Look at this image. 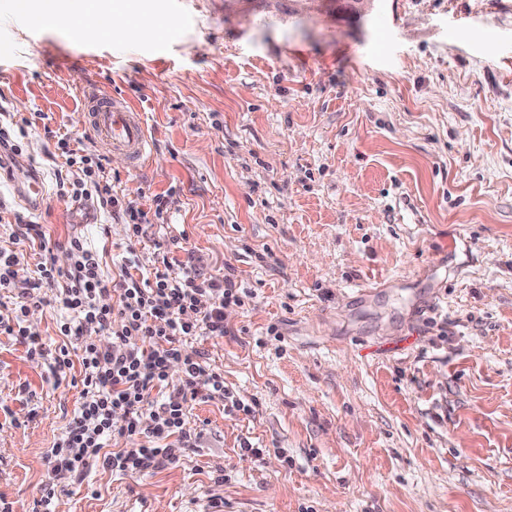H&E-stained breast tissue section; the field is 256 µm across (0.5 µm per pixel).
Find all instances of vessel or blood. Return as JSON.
Returning a JSON list of instances; mask_svg holds the SVG:
<instances>
[{
	"instance_id": "1",
	"label": "vessel or blood",
	"mask_w": 512,
	"mask_h": 512,
	"mask_svg": "<svg viewBox=\"0 0 512 512\" xmlns=\"http://www.w3.org/2000/svg\"><path fill=\"white\" fill-rule=\"evenodd\" d=\"M88 119L85 128L106 152L119 153L132 167L144 163L149 151L143 115L124 97L90 88L84 92ZM20 198L29 209L42 207L46 190L38 175L28 176L20 189Z\"/></svg>"
}]
</instances>
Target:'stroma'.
<instances>
[{
  "label": "stroma",
  "instance_id": "35a3bbf8",
  "mask_svg": "<svg viewBox=\"0 0 512 512\" xmlns=\"http://www.w3.org/2000/svg\"><path fill=\"white\" fill-rule=\"evenodd\" d=\"M15 2L0 113L24 135L0 169V246L34 172L48 197L24 215L56 265L79 234L118 275L124 224L54 179L57 138L96 149L80 135L97 86L140 109L152 144L135 171L107 155L113 193L168 201L140 265L191 255L254 292L186 348L255 413L196 400L202 436L178 464L93 468L56 512H512V0H139L94 38ZM79 400L0 335L13 512H33Z\"/></svg>",
  "mask_w": 512,
  "mask_h": 512
}]
</instances>
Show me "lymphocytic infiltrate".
I'll return each instance as SVG.
<instances>
[{
    "label": "lymphocytic infiltrate",
    "instance_id": "lymphocytic-infiltrate-1",
    "mask_svg": "<svg viewBox=\"0 0 512 512\" xmlns=\"http://www.w3.org/2000/svg\"><path fill=\"white\" fill-rule=\"evenodd\" d=\"M67 153L65 171L57 175L60 195L74 201L96 200L109 214L123 218L126 258L118 277L106 278L85 240L71 236L66 248L69 269L56 266L49 240L37 224L19 225L24 241L38 244L42 257L33 278L18 280L21 256L0 250V299L18 294L9 315L0 314V334L25 345L33 362H47L51 374L66 377L80 367L81 400L60 437L46 456L48 479L35 512H55L58 492L82 482L94 465L131 474H145L177 463L196 448L200 432L188 428V404L222 397L224 410L253 413L224 384L223 373L210 368L205 352H189L188 338L223 336L224 309L242 304L248 289L230 275L205 274L196 263L177 268L161 256L152 270L139 268L140 245L152 222L162 220L167 204L156 199L153 212L114 196L105 184L104 158L70 151L67 139L57 141ZM55 293L60 335L79 342L78 354L68 346L47 349L28 335L24 319L44 306L43 290ZM111 304H102L103 294ZM179 376H172V367ZM127 441V448L109 454L108 441Z\"/></svg>",
    "mask_w": 512,
    "mask_h": 512
}]
</instances>
